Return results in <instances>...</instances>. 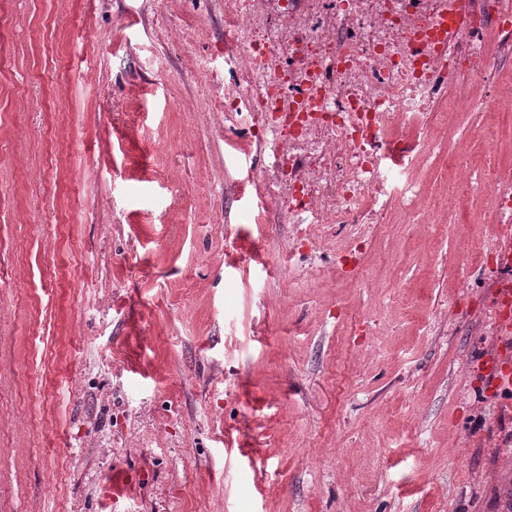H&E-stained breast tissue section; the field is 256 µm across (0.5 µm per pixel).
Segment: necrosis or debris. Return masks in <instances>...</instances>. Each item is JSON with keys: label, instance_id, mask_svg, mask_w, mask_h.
<instances>
[{"label": "necrosis or debris", "instance_id": "obj_1", "mask_svg": "<svg viewBox=\"0 0 512 512\" xmlns=\"http://www.w3.org/2000/svg\"><path fill=\"white\" fill-rule=\"evenodd\" d=\"M369 0H336L324 38L289 48L299 69L294 95L285 97V75L268 69L269 45L257 38L254 16L234 11L230 21L252 56L255 91L249 106L278 134L280 159L269 179L270 194L292 224L309 234L328 224L373 216L390 177L404 173L425 151L423 143H397L395 116L420 113L431 101L430 84L447 79L452 112H512V88L494 101L472 90L482 57L471 38L496 21L497 45L512 43V14L500 0H480L458 45L447 59L418 54L414 32L422 17L406 8L377 13Z\"/></svg>", "mask_w": 512, "mask_h": 512}]
</instances>
